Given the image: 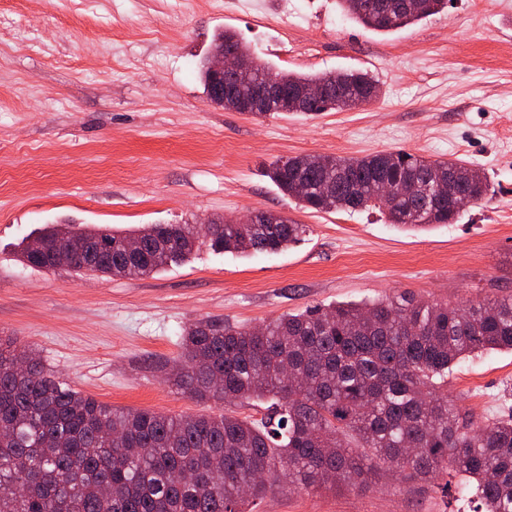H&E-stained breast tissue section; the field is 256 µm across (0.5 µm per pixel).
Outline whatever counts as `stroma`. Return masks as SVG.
I'll return each instance as SVG.
<instances>
[{"label":"stroma","instance_id":"35a3bbf8","mask_svg":"<svg viewBox=\"0 0 512 512\" xmlns=\"http://www.w3.org/2000/svg\"><path fill=\"white\" fill-rule=\"evenodd\" d=\"M472 2L381 34L336 0H0V336L115 408L256 418L259 407L191 399L158 371L179 359L185 328L404 291L455 305L512 295V0ZM224 29L274 70L367 72L379 93L311 116L216 106L198 64ZM399 150L463 159L491 192L456 223L409 231L376 210L301 208L266 175L297 155ZM258 212L306 232L276 253L204 248L149 277L18 257L49 224L126 233ZM447 389L478 418L512 417V351L460 363ZM452 486L306 491L283 478L257 512H472Z\"/></svg>","mask_w":512,"mask_h":512}]
</instances>
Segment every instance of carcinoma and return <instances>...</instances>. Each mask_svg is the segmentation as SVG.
<instances>
[{"label": "carcinoma", "instance_id": "1", "mask_svg": "<svg viewBox=\"0 0 512 512\" xmlns=\"http://www.w3.org/2000/svg\"><path fill=\"white\" fill-rule=\"evenodd\" d=\"M401 24L376 20L369 0H338L343 16L379 33L438 14L448 0H409ZM288 88L326 74L276 73ZM345 97L312 110L370 102L377 81L339 72ZM468 204L484 201L481 170L405 151L362 158L301 155L267 176L303 208L378 210L390 224H453L461 209L411 197L427 177ZM385 178L392 200L375 193ZM51 224L24 244L26 265L73 264L109 277L150 276L206 247L274 253L300 224H150L126 235L96 228L78 239ZM512 350V296L464 306L398 293L371 302L317 305L254 331L227 321L189 326L181 362L160 370L198 401L265 402L259 419L164 415L117 409L84 395L32 359L18 368L15 342L0 338V512H248L281 475L305 490H364L379 475L431 482L458 474L477 512H512V419L476 420L442 391L452 367L485 350Z\"/></svg>", "mask_w": 512, "mask_h": 512}]
</instances>
